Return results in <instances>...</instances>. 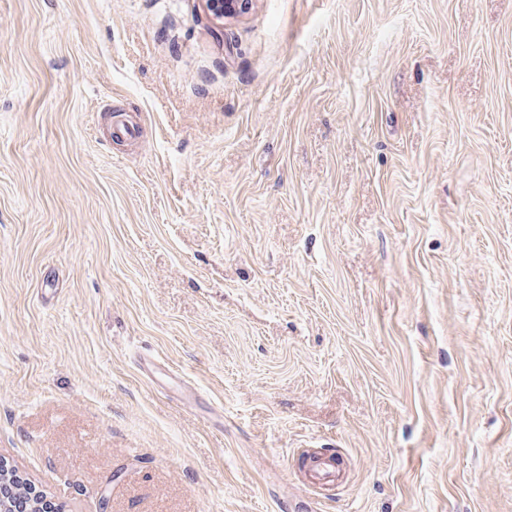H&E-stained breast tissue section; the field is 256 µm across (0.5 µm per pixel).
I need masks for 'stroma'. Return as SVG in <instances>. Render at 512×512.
Returning <instances> with one entry per match:
<instances>
[{
	"mask_svg": "<svg viewBox=\"0 0 512 512\" xmlns=\"http://www.w3.org/2000/svg\"><path fill=\"white\" fill-rule=\"evenodd\" d=\"M214 31L0 0V460L66 512H512V0Z\"/></svg>",
	"mask_w": 512,
	"mask_h": 512,
	"instance_id": "stroma-1",
	"label": "stroma"
}]
</instances>
